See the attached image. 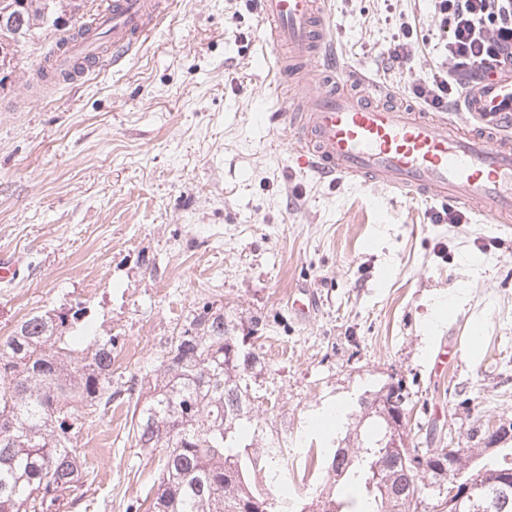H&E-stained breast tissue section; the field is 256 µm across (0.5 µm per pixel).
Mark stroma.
<instances>
[{
  "label": "stroma",
  "mask_w": 512,
  "mask_h": 512,
  "mask_svg": "<svg viewBox=\"0 0 512 512\" xmlns=\"http://www.w3.org/2000/svg\"><path fill=\"white\" fill-rule=\"evenodd\" d=\"M340 63L407 97L444 48L427 0H329ZM412 27L410 68L383 51ZM66 25L22 42L0 70V252L19 275L0 284V338L28 316L73 305L111 332L112 386L157 363L199 305L224 314L260 358L256 445L288 450L293 497L327 481L315 418L402 383L409 445L437 426L481 448L512 424V228L467 214L434 224V204L298 167L272 116L266 38L254 0H169L124 62L31 90ZM465 295H458L459 285ZM310 289L303 317L290 301ZM458 356L430 373L443 339ZM126 398L79 438L94 478L87 512H126L158 458L129 435ZM360 419V418H359Z\"/></svg>",
  "instance_id": "obj_1"
}]
</instances>
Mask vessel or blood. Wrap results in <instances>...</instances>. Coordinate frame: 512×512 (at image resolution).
<instances>
[{"instance_id":"vessel-or-blood-1","label":"vessel or blood","mask_w":512,"mask_h":512,"mask_svg":"<svg viewBox=\"0 0 512 512\" xmlns=\"http://www.w3.org/2000/svg\"><path fill=\"white\" fill-rule=\"evenodd\" d=\"M328 0H257L275 114L301 168L320 178L377 184L408 201L460 204L493 224L512 222V64L467 80L455 106L467 122L378 102L383 87L340 64ZM162 0H112L101 19L112 45L85 35L55 58L63 71L129 56L164 12Z\"/></svg>"}]
</instances>
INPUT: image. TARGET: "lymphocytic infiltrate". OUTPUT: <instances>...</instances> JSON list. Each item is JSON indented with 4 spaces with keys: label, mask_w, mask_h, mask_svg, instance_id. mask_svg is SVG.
<instances>
[{
    "label": "lymphocytic infiltrate",
    "mask_w": 512,
    "mask_h": 512,
    "mask_svg": "<svg viewBox=\"0 0 512 512\" xmlns=\"http://www.w3.org/2000/svg\"><path fill=\"white\" fill-rule=\"evenodd\" d=\"M445 50L428 79L410 88L408 105L447 111L462 79L512 60V0H430Z\"/></svg>",
    "instance_id": "lymphocytic-infiltrate-1"
}]
</instances>
